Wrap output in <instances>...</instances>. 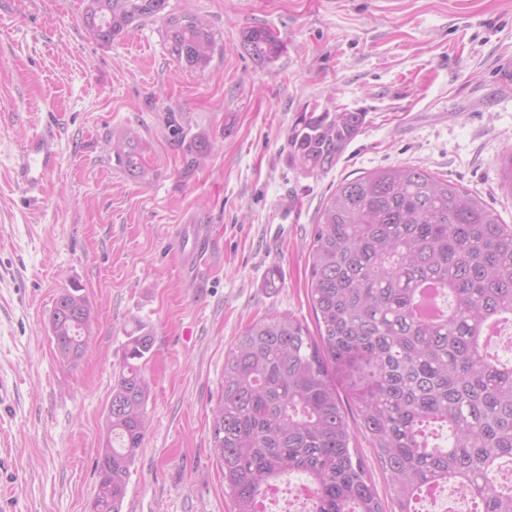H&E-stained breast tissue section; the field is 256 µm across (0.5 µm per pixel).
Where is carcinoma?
<instances>
[{
  "label": "carcinoma",
  "mask_w": 512,
  "mask_h": 512,
  "mask_svg": "<svg viewBox=\"0 0 512 512\" xmlns=\"http://www.w3.org/2000/svg\"><path fill=\"white\" fill-rule=\"evenodd\" d=\"M169 0H86L83 22L103 45L149 19L163 22L168 54L203 72L217 40L204 18ZM242 44L259 65L283 50L266 28ZM365 113H301L292 160L311 175L333 169ZM108 150L144 179L138 132ZM317 336L288 315L260 319L224 359L210 409L211 450L233 512H259L285 474L314 488L309 512H384L338 395L343 386L392 492L396 512H418L431 485L456 486L471 512H512V359L489 353L491 327L512 324V225L448 179L412 166L346 178L323 204L308 254ZM95 315L83 288L63 289L49 317L59 356L86 352ZM154 336L128 333L96 450V512H122L143 445Z\"/></svg>",
  "instance_id": "carcinoma-1"
}]
</instances>
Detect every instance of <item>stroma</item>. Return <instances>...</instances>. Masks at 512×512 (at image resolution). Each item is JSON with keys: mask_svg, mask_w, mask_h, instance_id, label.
I'll return each mask as SVG.
<instances>
[{"mask_svg": "<svg viewBox=\"0 0 512 512\" xmlns=\"http://www.w3.org/2000/svg\"><path fill=\"white\" fill-rule=\"evenodd\" d=\"M204 16L218 41L204 73L167 53L146 21L109 45L83 24L84 0H0V512H88L105 410L127 334H154L144 368L149 430L122 512H232L210 448L224 356L249 324L307 326L316 214L348 176L426 169L479 195L512 225L503 159L512 149V0H169ZM283 43L256 64L242 33ZM362 111L332 170L292 163L303 111ZM135 129L150 179L107 149ZM50 131L57 167L27 198L13 167ZM208 142L204 157L196 138ZM300 202L280 224L283 195ZM204 227L207 269L171 243ZM282 270L268 287L265 270ZM80 284L94 342L63 362L48 331L55 298Z\"/></svg>", "mask_w": 512, "mask_h": 512, "instance_id": "35a3bbf8", "label": "stroma"}]
</instances>
